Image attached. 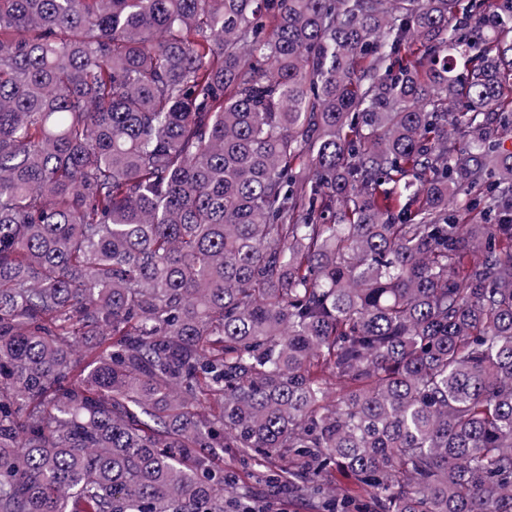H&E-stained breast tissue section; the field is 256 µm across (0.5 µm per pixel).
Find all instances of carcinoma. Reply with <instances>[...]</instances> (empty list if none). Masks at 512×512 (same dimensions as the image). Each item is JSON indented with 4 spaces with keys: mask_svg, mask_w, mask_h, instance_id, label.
Listing matches in <instances>:
<instances>
[{
    "mask_svg": "<svg viewBox=\"0 0 512 512\" xmlns=\"http://www.w3.org/2000/svg\"><path fill=\"white\" fill-rule=\"evenodd\" d=\"M460 2L0 0V512H224L226 448L512 512V0Z\"/></svg>",
    "mask_w": 512,
    "mask_h": 512,
    "instance_id": "cac0c4a2",
    "label": "carcinoma"
}]
</instances>
